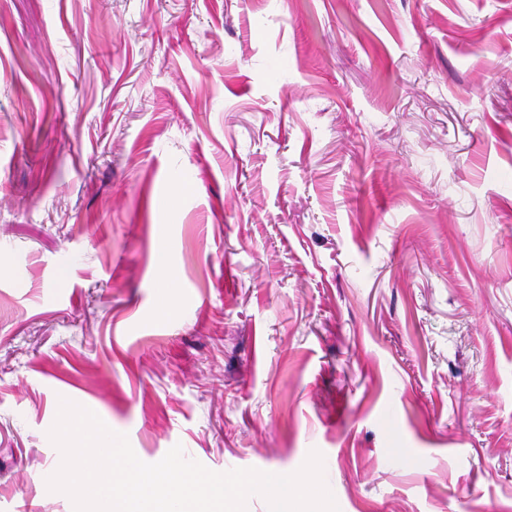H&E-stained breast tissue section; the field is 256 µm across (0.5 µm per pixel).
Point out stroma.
<instances>
[{"instance_id": "obj_1", "label": "stroma", "mask_w": 512, "mask_h": 512, "mask_svg": "<svg viewBox=\"0 0 512 512\" xmlns=\"http://www.w3.org/2000/svg\"><path fill=\"white\" fill-rule=\"evenodd\" d=\"M63 397L512 512V0H0V512H74Z\"/></svg>"}]
</instances>
